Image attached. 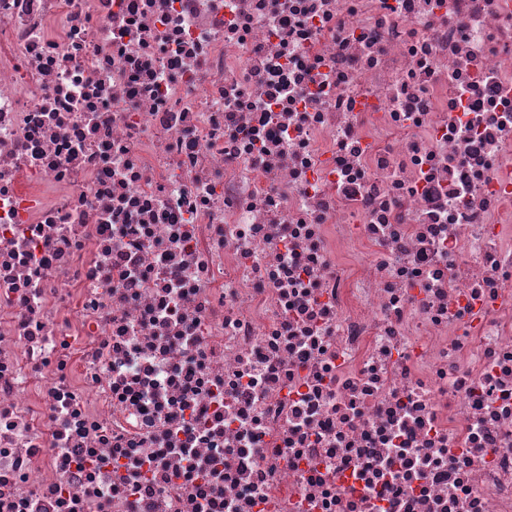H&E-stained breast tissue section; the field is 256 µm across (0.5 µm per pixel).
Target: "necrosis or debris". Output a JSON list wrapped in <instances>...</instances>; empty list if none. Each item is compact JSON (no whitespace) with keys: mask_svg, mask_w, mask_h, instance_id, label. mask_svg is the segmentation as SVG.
Returning a JSON list of instances; mask_svg holds the SVG:
<instances>
[{"mask_svg":"<svg viewBox=\"0 0 512 512\" xmlns=\"http://www.w3.org/2000/svg\"><path fill=\"white\" fill-rule=\"evenodd\" d=\"M0 512H512V0H0Z\"/></svg>","mask_w":512,"mask_h":512,"instance_id":"necrosis-or-debris-1","label":"necrosis or debris"}]
</instances>
